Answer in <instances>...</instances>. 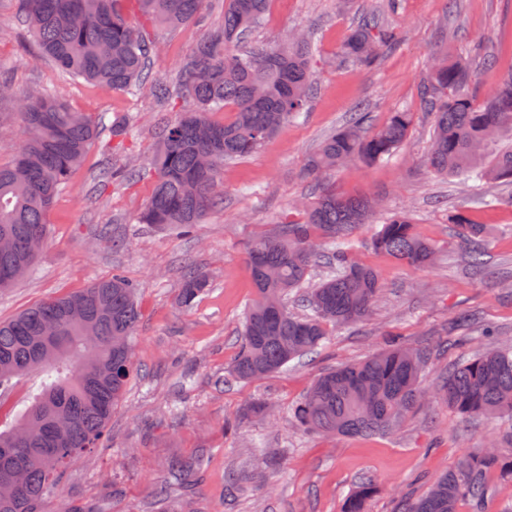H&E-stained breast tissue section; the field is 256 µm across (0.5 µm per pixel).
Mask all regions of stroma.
<instances>
[{"label":"stroma","mask_w":512,"mask_h":512,"mask_svg":"<svg viewBox=\"0 0 512 512\" xmlns=\"http://www.w3.org/2000/svg\"><path fill=\"white\" fill-rule=\"evenodd\" d=\"M16 0H0V78L14 97L0 100V165H9L24 127L15 98L34 89H54L72 110L91 116L134 114L137 127L124 149L105 154L101 132L83 164L72 171L48 215V234L35 266L13 287L0 290V320L50 298L76 292L122 271L139 286L140 319L133 354L134 374L112 412L96 448L81 456L50 494L46 512H340L344 498L366 476L380 492L367 512H400L407 497L422 495L465 455L502 442L512 425L461 418L432 401L416 406L393 431L369 437L305 433L289 418L317 376L328 368L363 359L390 341L429 349L422 372L433 389L455 362L491 344L512 343V183L469 191L462 179L442 177L422 161L431 145V120L419 97L421 79L434 58L464 53L475 75L470 93L483 103L512 76V0H271L252 44L314 33L312 82L305 112L288 121L251 157L225 162L220 175L224 203L209 211L192 236L137 223L155 175L151 159L162 122L187 105L184 95L157 103L83 81H63L56 66L38 57L16 18ZM375 16L402 33L399 48L375 68L344 65L340 49L359 21ZM224 0H210L194 23L174 30L150 29L157 42L154 78L174 80L195 46L223 21ZM364 109L370 128L390 112L415 114L410 134L387 162H353L330 171L337 192L364 194L379 203L370 224L352 241L355 261L375 269L384 288L362 321L329 328L324 347L273 375L236 381L229 369L238 352L244 307L254 294L243 247L254 236L300 217L298 205L315 184L304 163L328 134ZM133 165L132 182H100L104 163ZM408 215L415 231L437 251L431 268L416 269L372 249L376 225L392 213ZM460 213L489 227L491 257L483 272L472 271L449 224ZM210 279L193 309L175 304L183 270ZM471 315L489 325L497 341L475 337L462 348L448 346L449 326ZM263 415L225 421L252 402ZM175 459L202 465L168 498L156 495Z\"/></svg>","instance_id":"1"}]
</instances>
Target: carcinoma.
<instances>
[{
	"label": "carcinoma",
	"instance_id": "obj_1",
	"mask_svg": "<svg viewBox=\"0 0 512 512\" xmlns=\"http://www.w3.org/2000/svg\"><path fill=\"white\" fill-rule=\"evenodd\" d=\"M126 0H19L18 12L39 56L54 62L65 79L104 84L114 92L148 90L169 98L168 86L150 80L156 43L130 18ZM133 10L153 26L178 28L202 14L204 0H131ZM269 0H225L222 24L200 43L180 78L190 106L162 125L153 158L156 180L139 224L189 233L205 213L222 203L224 161L248 157L291 117L303 111L312 92L310 39L242 51L243 39L260 27ZM398 29L365 19L352 30L341 59L366 68L399 47ZM472 74L463 60L435 62L420 85L432 116V143L425 165L432 172L460 176L473 186L512 181V76L476 107L468 88ZM26 136L12 164L0 166V290L15 283V266L34 264L48 234L47 217L72 169L98 139V123L71 111L57 94L39 90L19 103ZM212 112H231L225 122ZM367 113H353L308 159L313 179L346 163L385 162L403 145L414 113L398 110L374 131ZM135 119L110 123L113 147L132 136ZM131 165H105V182H130ZM373 203L346 197L321 184L299 220L251 239L245 248L255 296L245 310L239 352L232 373L251 381L277 373L321 348L326 327L361 321L384 287L372 268L352 260L353 235L369 223ZM460 239L470 247L472 267L487 264L486 230L459 216ZM373 249L413 267L429 266L436 254L404 214L381 224ZM327 274L310 284L317 262ZM208 287L203 273L182 276L177 304L190 309ZM137 286L119 272L74 293L61 295L0 321V449L22 481L0 471V512H44V500L58 486L68 464L98 446L133 371V343L139 319ZM302 294L308 313L288 310V297ZM59 321L57 338L43 339V325ZM425 352L397 343L354 363L322 373L291 412L304 432L369 436L383 433L417 403ZM35 376L24 407L14 412L19 383ZM441 400L464 418H512V346L476 353L458 363L438 384ZM509 454L480 450L437 479L401 512H485L492 475L512 480ZM198 460H175L157 488L172 486L199 469ZM378 482L366 477L344 499L341 512H366Z\"/></svg>",
	"mask_w": 512,
	"mask_h": 512
}]
</instances>
